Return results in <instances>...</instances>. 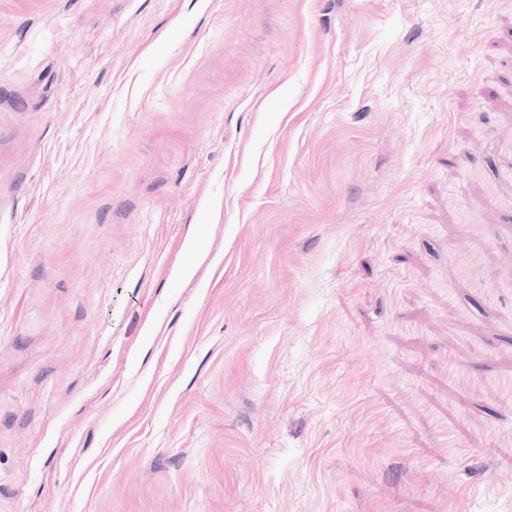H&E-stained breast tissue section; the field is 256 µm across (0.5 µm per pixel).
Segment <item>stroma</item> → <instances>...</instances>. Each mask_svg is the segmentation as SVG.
<instances>
[{
	"mask_svg": "<svg viewBox=\"0 0 512 512\" xmlns=\"http://www.w3.org/2000/svg\"><path fill=\"white\" fill-rule=\"evenodd\" d=\"M0 512H512V0H0Z\"/></svg>",
	"mask_w": 512,
	"mask_h": 512,
	"instance_id": "obj_1",
	"label": "stroma"
}]
</instances>
